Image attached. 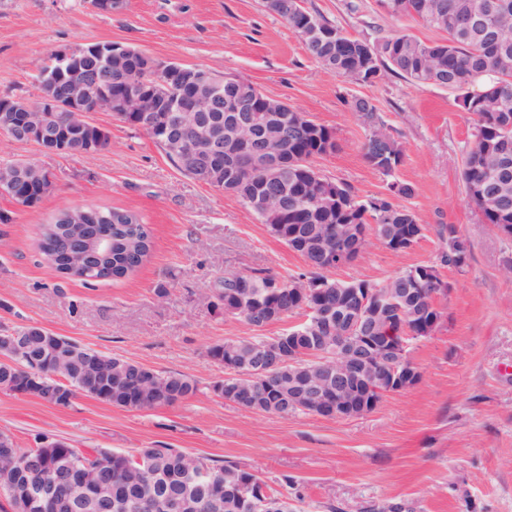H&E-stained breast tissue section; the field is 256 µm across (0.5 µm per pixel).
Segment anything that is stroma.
<instances>
[{"label": "stroma", "mask_w": 512, "mask_h": 512, "mask_svg": "<svg viewBox=\"0 0 512 512\" xmlns=\"http://www.w3.org/2000/svg\"><path fill=\"white\" fill-rule=\"evenodd\" d=\"M304 5L359 39L399 31L425 43L445 38L417 18L391 16L376 0ZM101 41L246 79L306 112L336 139L317 169L365 199L384 194L389 182L366 163L361 146L370 129L349 107L352 97L371 98L405 150L397 176L415 186L408 205L425 231L401 253L368 231L358 258L329 275L381 283L431 265L449 290L435 299L441 317L431 335L409 346L420 381L386 394L373 411L336 419L243 409L213 393L225 373L208 348L276 336L304 317L256 330L224 315L210 291L232 272L301 273L303 259L249 207L182 173L145 132L110 113L92 115L111 130L109 146L92 156L46 153L0 136V163L36 162L54 182L32 208L0 195V213L10 218L0 223V325L42 327L197 385L184 402L151 410L84 394L57 406L0 391V432L22 449L45 435L75 448L166 447L230 461L287 496L294 512H327L330 504L336 512H512V237L483 223L467 196L461 170L473 119L456 93L388 71L372 84L326 73L264 0H127L112 14L86 0H0V97L36 101L43 58ZM73 205L136 212L152 229L150 255L117 281L57 273L39 249L40 228ZM448 226L471 245L464 268L441 261L439 231Z\"/></svg>", "instance_id": "stroma-1"}]
</instances>
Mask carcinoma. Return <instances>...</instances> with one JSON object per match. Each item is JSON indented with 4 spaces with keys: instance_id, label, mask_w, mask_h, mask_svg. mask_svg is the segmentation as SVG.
Returning <instances> with one entry per match:
<instances>
[{
    "instance_id": "1",
    "label": "carcinoma",
    "mask_w": 512,
    "mask_h": 512,
    "mask_svg": "<svg viewBox=\"0 0 512 512\" xmlns=\"http://www.w3.org/2000/svg\"><path fill=\"white\" fill-rule=\"evenodd\" d=\"M388 14L419 18L426 25L448 35L443 43L425 44L398 32L381 38L376 62L365 65L366 41L349 36L343 29L305 7L295 9V0H265L268 12L278 16L302 39L308 55L325 70L355 78L365 83L376 81L375 75L387 69L401 77L435 84L458 93L464 111L474 119L473 142L466 153L462 178L472 204L484 223L512 228V208L505 209L500 198H512V172L500 173L504 163L501 146L512 144V0H497L496 10L488 17L487 26L476 32L467 26L469 18L484 12L487 0H377ZM317 18L326 32L320 43L306 37L308 18ZM146 57L138 51L127 62H112V73L122 71L135 80L152 82L155 75L145 69ZM350 108L359 113L372 131L362 144L366 163L385 175L398 168L404 158L403 147L378 129L381 124L377 107L367 97L355 96ZM295 125L283 132L288 144V205L279 211L259 216L272 236L297 252L304 260L306 271L298 276L282 277L267 271L224 275L218 299L224 314L259 328L290 314L303 312L307 317L302 334L290 328L275 337L280 355L292 364L270 382L288 384V374L303 373L311 366V351L328 352L336 348V339L325 335L317 312L323 306L335 307L336 326L347 327L353 318V308L347 300L350 288H408L410 292L391 297L393 319L405 323L409 335L424 338L433 330L441 316L434 304V282L414 288L405 281L421 270L416 266L404 271V278L388 279L382 284L367 280L340 281L326 275L322 247L346 248L358 257L363 244L336 241L330 230L347 224H373L382 243L395 252L405 251L407 237L423 236L424 225L409 207L401 204L416 194L410 183L393 181L388 192L368 199L360 198L351 185L322 175L315 159L326 155V144L334 138L333 131L307 114L295 109ZM99 149L108 141H99L97 128L76 133L70 140L69 154L85 153L89 144ZM328 184L336 199L322 202L318 196L320 182ZM263 171L241 172L229 179L224 160L216 162L211 178L205 184L222 190L244 204L260 191ZM48 183L29 181L16 190L15 201L36 206L48 194ZM112 221L99 225V231L112 237V252L96 259L100 270L87 276L89 280L120 279L139 267L150 251L152 234L149 225L130 210H105ZM309 228L311 245L297 246L290 236L297 228ZM469 252L453 226H448V251L443 261L461 268ZM16 331L38 348L43 338L52 332L38 326L18 327ZM270 339L252 336L228 339L208 348V355L219 364L236 357L243 369L256 361ZM17 387L55 405H67L78 393L96 399L108 388L112 398L106 403L118 408L138 410L173 406L195 395V382L187 375L174 371H156L125 358L107 355L82 344L73 351L62 350L60 357L41 358L37 372L18 371L12 376ZM257 385L250 381L220 380L213 385L214 393L244 409H252L250 393ZM374 394L365 383L356 385L352 398L354 416L362 415ZM88 450L73 448L66 442L47 451L42 446L15 454L27 458L36 466L29 482L63 486L66 474L75 466H83ZM112 458V477L90 470L83 497L70 512H104L102 501L112 496V512H131L128 501L152 500L158 489L181 494L194 505V512H267L264 502L280 504L278 512H292L288 498L267 491L266 485L252 471L232 462L222 464L194 458L174 448H141L135 454L106 450Z\"/></svg>"
}]
</instances>
